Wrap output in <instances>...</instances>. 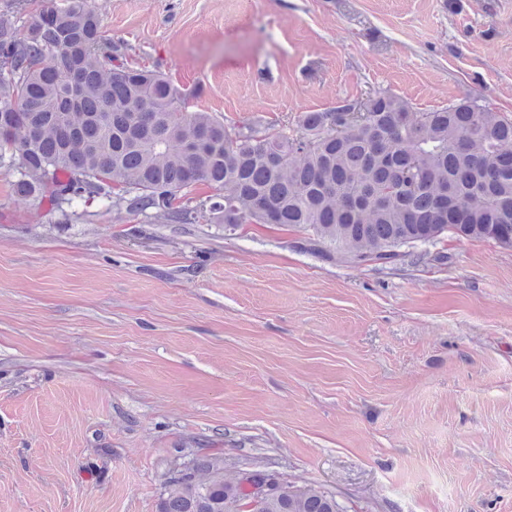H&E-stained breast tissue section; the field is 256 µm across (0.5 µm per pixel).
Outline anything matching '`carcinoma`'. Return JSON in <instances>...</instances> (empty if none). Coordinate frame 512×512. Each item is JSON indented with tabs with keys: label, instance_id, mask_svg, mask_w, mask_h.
Here are the masks:
<instances>
[{
	"label": "carcinoma",
	"instance_id": "obj_1",
	"mask_svg": "<svg viewBox=\"0 0 512 512\" xmlns=\"http://www.w3.org/2000/svg\"><path fill=\"white\" fill-rule=\"evenodd\" d=\"M187 99L129 63L87 0L22 33L0 18V167L54 211L107 200L129 219L292 226L311 254L357 266L426 257L447 238L512 247V120L476 100L412 121L405 101L378 90L275 129L190 112ZM200 184L213 194L195 195ZM247 497L223 459H195L169 478L159 512H240ZM261 512L346 508L313 484Z\"/></svg>",
	"mask_w": 512,
	"mask_h": 512
}]
</instances>
